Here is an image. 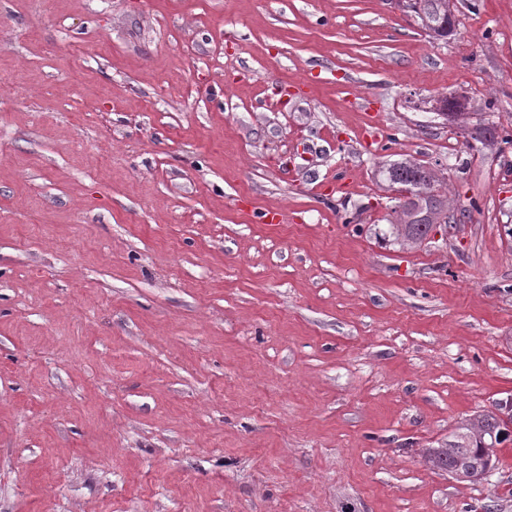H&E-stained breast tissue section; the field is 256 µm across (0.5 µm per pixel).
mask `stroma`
I'll return each mask as SVG.
<instances>
[{"instance_id":"obj_1","label":"stroma","mask_w":512,"mask_h":512,"mask_svg":"<svg viewBox=\"0 0 512 512\" xmlns=\"http://www.w3.org/2000/svg\"><path fill=\"white\" fill-rule=\"evenodd\" d=\"M450 7L0 0V512H512V438L424 460L512 397V0ZM418 24L433 37L448 36V0H408ZM384 173L390 184L403 186L412 195L409 202L403 207L399 206L400 212L393 211L397 213L398 224H393L392 228L405 241H422L428 235L429 224L430 231L433 227L440 226L441 224L436 223L447 211V203L433 193L435 180L432 172L421 163L405 159L392 164ZM449 219L450 215L447 213L441 223L447 224ZM494 411H482L465 418L448 437V444L429 448L425 461L463 481H475L493 459V448L504 440L512 424V398L495 405Z\"/></svg>"}]
</instances>
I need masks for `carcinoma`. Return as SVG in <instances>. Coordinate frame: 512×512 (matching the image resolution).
Here are the masks:
<instances>
[{
    "label": "carcinoma",
    "mask_w": 512,
    "mask_h": 512,
    "mask_svg": "<svg viewBox=\"0 0 512 512\" xmlns=\"http://www.w3.org/2000/svg\"><path fill=\"white\" fill-rule=\"evenodd\" d=\"M418 24L434 37L448 36V0H407ZM389 183L405 187L412 195L392 225L404 240L417 242L428 235L429 225L437 223L447 209V203L433 193L434 176L424 165L402 160L386 168ZM512 424V399L499 402L493 411H482L464 419L448 436V444L428 448L425 461L463 480L474 481L493 459V448L504 440Z\"/></svg>",
    "instance_id": "cac0c4a2"
}]
</instances>
